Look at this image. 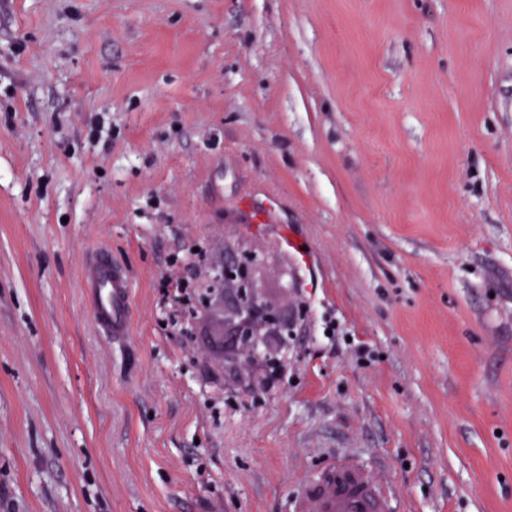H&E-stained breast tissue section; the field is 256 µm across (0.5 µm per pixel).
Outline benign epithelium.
Here are the masks:
<instances>
[{"mask_svg": "<svg viewBox=\"0 0 512 512\" xmlns=\"http://www.w3.org/2000/svg\"><path fill=\"white\" fill-rule=\"evenodd\" d=\"M262 257L241 243L224 245V288L202 297L204 306L222 308L220 330L225 338L224 370L237 369L239 355L247 349L276 351L290 320L264 294L258 280Z\"/></svg>", "mask_w": 512, "mask_h": 512, "instance_id": "1", "label": "benign epithelium"}]
</instances>
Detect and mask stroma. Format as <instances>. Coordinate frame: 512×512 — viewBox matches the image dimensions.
<instances>
[{"label":"stroma","mask_w":512,"mask_h":512,"mask_svg":"<svg viewBox=\"0 0 512 512\" xmlns=\"http://www.w3.org/2000/svg\"><path fill=\"white\" fill-rule=\"evenodd\" d=\"M237 240L306 311L268 389L161 287ZM346 452L512 512V0H0V512H294ZM128 286L126 277L112 266L105 249H99L84 269L83 287L90 298L97 323L107 332L112 333V328L121 319L122 298Z\"/></svg>","instance_id":"obj_1"}]
</instances>
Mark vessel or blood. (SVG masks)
<instances>
[{
    "label": "vessel or blood",
    "instance_id": "1",
    "mask_svg": "<svg viewBox=\"0 0 512 512\" xmlns=\"http://www.w3.org/2000/svg\"><path fill=\"white\" fill-rule=\"evenodd\" d=\"M94 316L104 330H112L122 316L128 281L112 265L107 250H98L83 275ZM394 488L387 479L370 480L364 469L349 461L331 464L324 479L304 482L297 491L299 512H390Z\"/></svg>",
    "mask_w": 512,
    "mask_h": 512
}]
</instances>
